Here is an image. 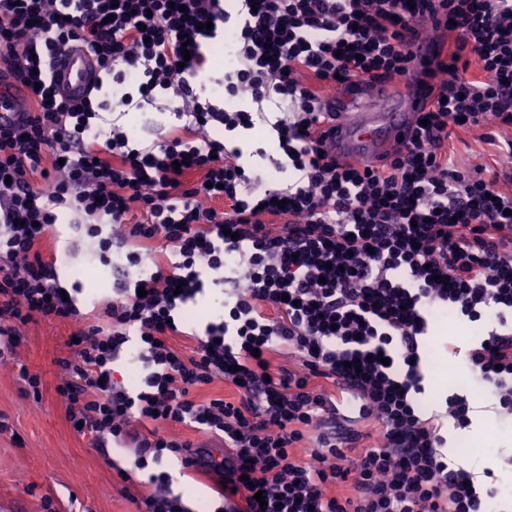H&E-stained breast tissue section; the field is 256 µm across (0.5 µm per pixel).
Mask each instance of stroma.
Returning <instances> with one entry per match:
<instances>
[{
  "mask_svg": "<svg viewBox=\"0 0 512 512\" xmlns=\"http://www.w3.org/2000/svg\"><path fill=\"white\" fill-rule=\"evenodd\" d=\"M179 104L172 96H159L119 122L136 131L142 146L148 147L162 137ZM252 119V130L227 133L216 127L211 134L225 139L227 146H242L246 168L260 172L270 187H285L287 176L273 165L281 156L276 134L265 115L256 112ZM57 230L62 254L56 266L59 281L72 290L81 309H92L111 296L113 279L99 264L89 262L95 243L83 231L67 223ZM449 321L454 324L450 332L444 329ZM491 327L488 320L452 321L447 312L438 313L434 337L422 349L430 361L425 365V392L418 395L417 404L428 415L443 411L450 395L467 396L473 407L470 423L449 427L443 452L466 468L492 467L507 482L512 480V422L502 419L476 392L465 359ZM72 331L69 322L35 318L23 330L15 361L0 362V418L12 427L11 432L0 433V512H44L47 501L56 512H138V500L153 491L149 472L138 467L133 449L94 447L89 437L71 428L56 388L61 382L57 360L68 353ZM23 368L39 377L40 399L25 395L19 374ZM161 468L171 474V488L189 512H214L218 507L205 478L181 474L173 462H163ZM122 470L127 473L123 479L118 476Z\"/></svg>",
  "mask_w": 512,
  "mask_h": 512,
  "instance_id": "obj_1",
  "label": "stroma"
}]
</instances>
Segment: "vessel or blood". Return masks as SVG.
Here are the masks:
<instances>
[{
	"mask_svg": "<svg viewBox=\"0 0 512 512\" xmlns=\"http://www.w3.org/2000/svg\"><path fill=\"white\" fill-rule=\"evenodd\" d=\"M99 66L86 48L74 45L53 62L52 76L58 94L80 100L94 88ZM28 88L0 69V124L13 125L29 118ZM426 89L413 86L399 93L365 88L337 90L331 103L336 117L331 123L332 146L347 160L377 161L406 137L423 109Z\"/></svg>",
	"mask_w": 512,
	"mask_h": 512,
	"instance_id": "b4317fda",
	"label": "vessel or blood"
}]
</instances>
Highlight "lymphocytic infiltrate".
Wrapping results in <instances>:
<instances>
[{
  "label": "lymphocytic infiltrate",
  "instance_id": "lymphocytic-infiltrate-1",
  "mask_svg": "<svg viewBox=\"0 0 512 512\" xmlns=\"http://www.w3.org/2000/svg\"><path fill=\"white\" fill-rule=\"evenodd\" d=\"M440 11L455 39L423 71L421 123L376 162L338 158L328 91L411 74L410 45ZM223 39L216 84L276 109L286 188L257 191L242 150L210 134L252 124L201 100L205 45ZM72 44L112 90L57 95L48 62ZM0 63L32 88L30 120L0 125V346L37 316L74 325L57 392L79 435L134 446L143 467L171 455L205 470L224 512H483L500 492L481 481L490 468L443 452L467 397L428 416L415 397L422 338L445 307L493 318L467 361L512 418V167L467 170L448 149L453 129L478 127L512 158L499 134L512 127V0H0ZM169 90L182 103L151 147L105 117ZM64 207L100 264L140 270L87 312L42 254ZM228 271L245 287L190 352L174 347L180 308ZM121 359L142 364L138 391L115 381ZM217 380L233 398L191 397ZM163 423L221 439L223 457ZM364 432L376 443L349 456Z\"/></svg>",
  "mask_w": 512,
  "mask_h": 512
}]
</instances>
